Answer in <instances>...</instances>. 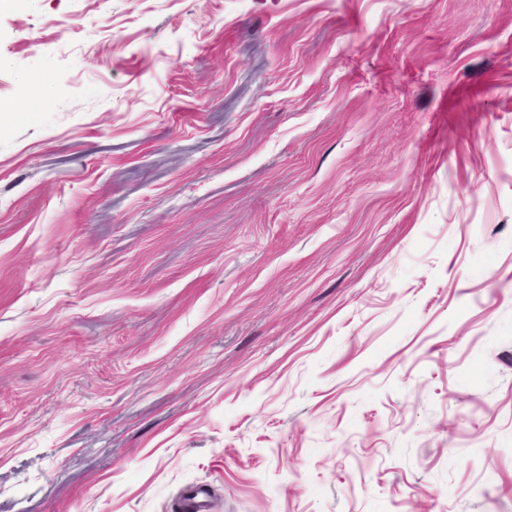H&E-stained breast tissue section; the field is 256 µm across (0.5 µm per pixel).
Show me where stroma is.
<instances>
[{"instance_id": "stroma-1", "label": "stroma", "mask_w": 512, "mask_h": 512, "mask_svg": "<svg viewBox=\"0 0 512 512\" xmlns=\"http://www.w3.org/2000/svg\"><path fill=\"white\" fill-rule=\"evenodd\" d=\"M512 512V0L0 12V512ZM208 496L206 488L202 486L191 487L183 495L176 510L179 512H210Z\"/></svg>"}]
</instances>
